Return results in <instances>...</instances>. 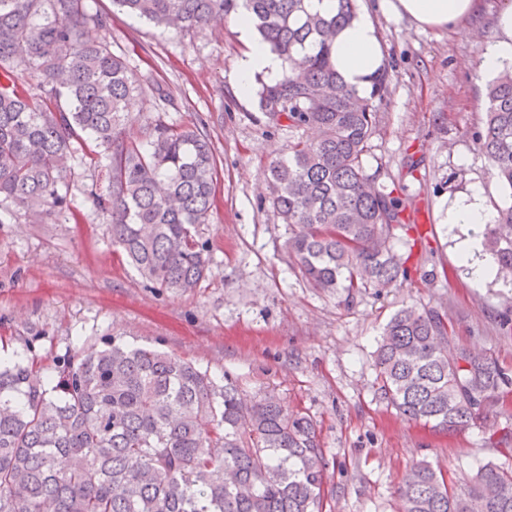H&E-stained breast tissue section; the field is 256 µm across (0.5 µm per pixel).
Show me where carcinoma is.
<instances>
[{
    "label": "carcinoma",
    "mask_w": 512,
    "mask_h": 512,
    "mask_svg": "<svg viewBox=\"0 0 512 512\" xmlns=\"http://www.w3.org/2000/svg\"><path fill=\"white\" fill-rule=\"evenodd\" d=\"M128 15L189 32L247 17L285 65L258 81L272 126L313 129L269 165V202L288 225L286 249L309 285L350 304L367 288L408 277L394 251L408 208L399 184L379 185L363 155L377 128L389 72L370 89L347 85L333 62L336 34L356 0L331 12L309 0H113ZM109 16L89 0H0V215L73 214L75 167L97 148L109 171L91 193L112 245L147 281L191 293L212 270L203 226L214 205V148L200 127L158 119L145 141L122 133L128 102L150 90L93 36ZM37 78L36 93L17 72ZM480 152L512 189V70L486 88ZM496 276L512 274V204L484 225ZM377 392L409 421L442 431L496 425L512 378L486 353L452 341L444 315L408 305L374 352ZM327 460L316 422L267 393L249 400L236 380L162 349L104 336L46 373L0 353V512H320ZM398 512H512V470L477 467L452 490L427 463L398 491Z\"/></svg>",
    "instance_id": "carcinoma-1"
}]
</instances>
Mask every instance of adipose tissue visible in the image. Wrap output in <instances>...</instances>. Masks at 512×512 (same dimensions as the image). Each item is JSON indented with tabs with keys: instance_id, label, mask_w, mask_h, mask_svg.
<instances>
[{
	"instance_id": "obj_1",
	"label": "adipose tissue",
	"mask_w": 512,
	"mask_h": 512,
	"mask_svg": "<svg viewBox=\"0 0 512 512\" xmlns=\"http://www.w3.org/2000/svg\"><path fill=\"white\" fill-rule=\"evenodd\" d=\"M392 13L404 16L422 28H448L474 14L477 0H385ZM239 30L249 45L236 74V84L241 95H249L253 80L258 74L277 76L282 60L273 54L262 38L253 34L254 27L247 19H239ZM499 37L487 45L481 61V72L495 75L512 66V5L504 8L498 19ZM383 60L378 35L370 14H360L337 36L333 45V61L337 72L347 84L358 91H365L369 78ZM494 214L483 203V190L473 187L469 194L456 199L446 210L444 221L448 224L484 225L493 223ZM457 251L469 280L476 285L493 279L496 273L494 257L486 251L480 235L461 238Z\"/></svg>"
}]
</instances>
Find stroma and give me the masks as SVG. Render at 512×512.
<instances>
[{"label": "stroma", "instance_id": "stroma-1", "mask_svg": "<svg viewBox=\"0 0 512 512\" xmlns=\"http://www.w3.org/2000/svg\"><path fill=\"white\" fill-rule=\"evenodd\" d=\"M90 4L111 18L98 38L174 97L161 115L152 98L132 100L125 135L144 138L161 117L203 125L214 144L215 202L204 227L212 273L184 295L143 279L94 212L91 191L108 185L104 165L79 167L75 219L20 214L0 223V345H30L48 371L66 350L109 334L230 373L248 397L275 392L319 426L328 462L322 512H396L399 484L423 460L459 483L488 461L512 468V438L402 419L376 398L373 367L383 326L415 304L439 309L457 342L492 354L512 375V290L497 280L472 286L456 243L474 228L443 221L447 204L475 184L491 209L512 199L474 138L486 118L482 53L499 35L506 0H480L477 14L448 29H423L378 0H358L389 71L365 170L381 184L407 183L410 217L422 212L429 223L425 257L409 278L368 289L350 305L310 287L288 258L286 227L266 199V170L299 134L271 127L257 94H238L235 74L248 46L236 20L165 33L112 0Z\"/></svg>", "mask_w": 512, "mask_h": 512}]
</instances>
